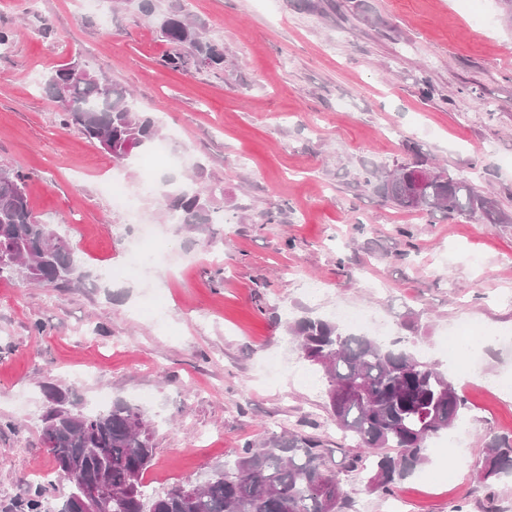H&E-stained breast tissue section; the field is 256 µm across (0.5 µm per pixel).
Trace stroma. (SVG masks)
I'll list each match as a JSON object with an SVG mask.
<instances>
[{
  "instance_id": "1",
  "label": "stroma",
  "mask_w": 512,
  "mask_h": 512,
  "mask_svg": "<svg viewBox=\"0 0 512 512\" xmlns=\"http://www.w3.org/2000/svg\"><path fill=\"white\" fill-rule=\"evenodd\" d=\"M224 51V66H162L161 41L133 0L111 28L83 0H0V168L28 177L35 216L61 225L90 279L82 288L0 279V512H27L51 473L44 388L87 411L123 400L154 432L156 492L203 481L270 423L327 439L347 501L384 512L354 446L333 430L326 381L287 336L288 321L371 312L392 338L447 373L466 401L452 430L465 465L429 442L393 488L409 512H512V479L480 482L493 439L512 437V223L398 209L363 177L411 162L409 146L492 193L512 215V8L505 0H158ZM482 25H473V17ZM76 61L129 89L155 115L170 159L156 179L193 178L224 221H160L142 189L146 150L124 164L64 126L44 77ZM435 87L419 93L421 80ZM118 174L159 238L155 265L120 276L138 235L103 181ZM43 334H35V326ZM488 336L479 372L454 367L448 330ZM282 364L266 369L269 359Z\"/></svg>"
}]
</instances>
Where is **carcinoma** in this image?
<instances>
[{
	"label": "carcinoma",
	"instance_id": "1",
	"mask_svg": "<svg viewBox=\"0 0 512 512\" xmlns=\"http://www.w3.org/2000/svg\"><path fill=\"white\" fill-rule=\"evenodd\" d=\"M139 13L157 25L160 38L190 51L164 59L172 70H183L188 58L224 67V51L202 29L179 14L159 12L157 0H137ZM46 94L57 104L63 124L75 126L92 143L121 163L127 147H151L159 139L155 119L135 109L127 91L76 61L44 79ZM431 171L422 187L409 173ZM365 185L381 186L385 199L402 210L446 215L464 214L494 223L508 221L495 200L474 190L444 168L415 154L412 163L393 170L368 172ZM159 205L178 224L215 223L211 196L192 183L163 193ZM25 283L70 288L88 279L69 240L54 224L38 221L26 192V175L0 168V275ZM303 358L326 379L325 397L336 427L375 454L367 478L372 492L387 493L427 461L428 441L454 427L465 400L448 376L415 353L397 349L380 337L350 331L319 317H301L288 324ZM51 406L41 419L43 441L49 443L54 472L61 480V462L84 461L92 479L104 478L112 488V512H342L343 494L322 438L288 429L271 431L259 443L243 446L203 482L178 485L152 493L144 477L152 466L153 432L140 408L122 400L99 412L78 408L71 392L44 387ZM512 476V441L493 440L480 461L486 483ZM79 490L69 488L55 510L45 508L39 491L29 499L28 512H76Z\"/></svg>",
	"mask_w": 512,
	"mask_h": 512
}]
</instances>
